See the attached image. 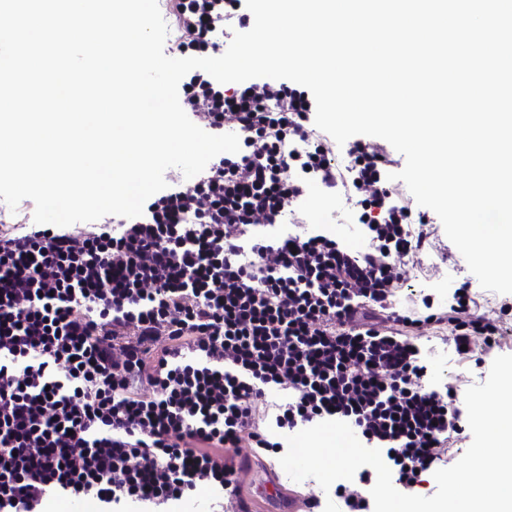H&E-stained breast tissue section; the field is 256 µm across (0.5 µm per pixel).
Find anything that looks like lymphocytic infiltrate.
<instances>
[{
    "mask_svg": "<svg viewBox=\"0 0 512 512\" xmlns=\"http://www.w3.org/2000/svg\"><path fill=\"white\" fill-rule=\"evenodd\" d=\"M180 56L247 31L245 0H166ZM188 117L240 150L191 186L151 196L141 217L79 233L0 229V512H38L51 496L173 504L201 487L241 496L238 450L280 453L275 427L350 425L413 490L467 426L464 401L427 382L423 326H448L459 358L500 345L496 320L473 316L469 283L436 309L394 307L407 259L431 236L378 138L340 152L315 122V101L288 80L180 82ZM346 165H338L336 154ZM358 196L366 242L327 231L263 234L310 185ZM287 390L270 408L266 393Z\"/></svg>",
    "mask_w": 512,
    "mask_h": 512,
    "instance_id": "obj_1",
    "label": "lymphocytic infiltrate"
}]
</instances>
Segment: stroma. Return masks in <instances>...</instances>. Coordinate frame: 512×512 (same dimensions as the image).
<instances>
[{"mask_svg":"<svg viewBox=\"0 0 512 512\" xmlns=\"http://www.w3.org/2000/svg\"><path fill=\"white\" fill-rule=\"evenodd\" d=\"M351 209L352 203L343 192L326 195L313 191L298 208L289 212L288 221L299 225H327L337 240L358 249L364 242L358 227L348 219ZM407 275L415 296L431 295L435 305L441 307L447 306L449 295L461 282L471 281L477 293L476 314L499 318L504 334L500 352L512 354V311L500 314L502 295L474 283L464 257L447 238L444 229L436 230L426 250L414 264L408 265ZM449 337V330L430 327L424 329L419 345L428 365L429 382L448 385L462 394L471 385L481 383L483 377L488 376L490 366L476 364L471 359L459 360L448 345ZM239 457L248 464L242 475L241 496L249 512H303L306 498L313 496L322 502L327 499L314 479L293 481L281 467L278 457H260L249 448L240 449ZM268 482L273 484V491L265 490Z\"/></svg>","mask_w":512,"mask_h":512,"instance_id":"1","label":"stroma"}]
</instances>
